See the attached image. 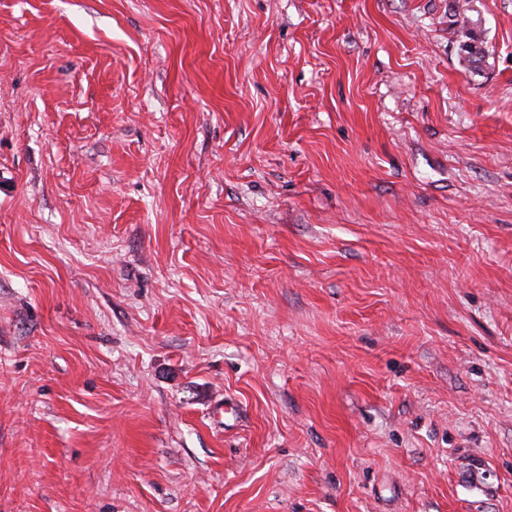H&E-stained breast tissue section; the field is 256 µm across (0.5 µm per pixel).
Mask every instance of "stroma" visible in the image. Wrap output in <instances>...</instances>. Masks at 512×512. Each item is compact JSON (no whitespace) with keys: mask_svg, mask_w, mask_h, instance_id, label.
<instances>
[{"mask_svg":"<svg viewBox=\"0 0 512 512\" xmlns=\"http://www.w3.org/2000/svg\"><path fill=\"white\" fill-rule=\"evenodd\" d=\"M0 512H512V0H0Z\"/></svg>","mask_w":512,"mask_h":512,"instance_id":"1","label":"stroma"}]
</instances>
